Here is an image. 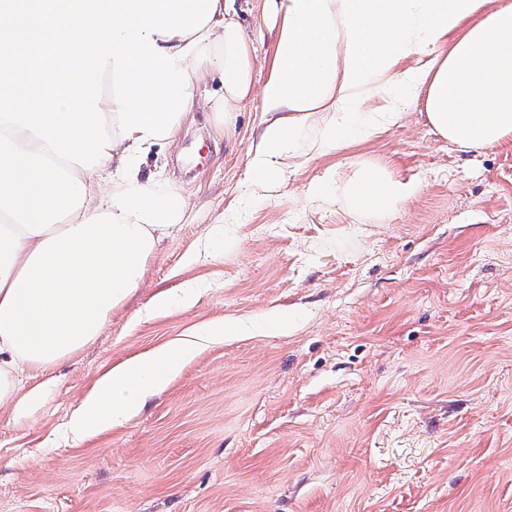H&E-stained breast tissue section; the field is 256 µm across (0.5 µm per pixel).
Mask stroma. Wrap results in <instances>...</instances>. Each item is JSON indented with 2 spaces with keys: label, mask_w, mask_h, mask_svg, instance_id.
Masks as SVG:
<instances>
[{
  "label": "stroma",
  "mask_w": 512,
  "mask_h": 512,
  "mask_svg": "<svg viewBox=\"0 0 512 512\" xmlns=\"http://www.w3.org/2000/svg\"><path fill=\"white\" fill-rule=\"evenodd\" d=\"M257 132L244 112L217 136L201 108L145 166L188 220L92 343L34 373L39 405L0 407V512H512V139L463 152L414 109L263 190ZM365 161L417 195L377 224L310 197ZM222 319L260 330L197 350L128 423L77 440L103 372Z\"/></svg>",
  "instance_id": "obj_1"
}]
</instances>
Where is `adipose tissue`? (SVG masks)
<instances>
[{"label":"adipose tissue","instance_id":"obj_1","mask_svg":"<svg viewBox=\"0 0 512 512\" xmlns=\"http://www.w3.org/2000/svg\"><path fill=\"white\" fill-rule=\"evenodd\" d=\"M263 17L274 32L267 63L238 18L236 0H217L202 42L185 63L190 107L206 104L216 123L234 128L245 107L261 115L262 131L249 148L248 176L258 187L282 184L289 161L321 157L367 141L423 108L429 125L451 145L481 149L512 139V0H265ZM266 67L257 81L258 67ZM219 78L218 89L199 96ZM124 144L86 170L82 208L42 235L20 239L9 271L17 278L42 239L61 234L111 210L122 179ZM335 192L336 201L365 223L392 216L415 196L414 185L386 166L367 162L351 178L313 185V196ZM250 324L210 323L193 338L177 339L128 358L95 383L73 415L77 434L116 428L187 363L200 343L251 333ZM43 362L17 356L0 335V404L24 406L41 398L27 386Z\"/></svg>","mask_w":512,"mask_h":512}]
</instances>
